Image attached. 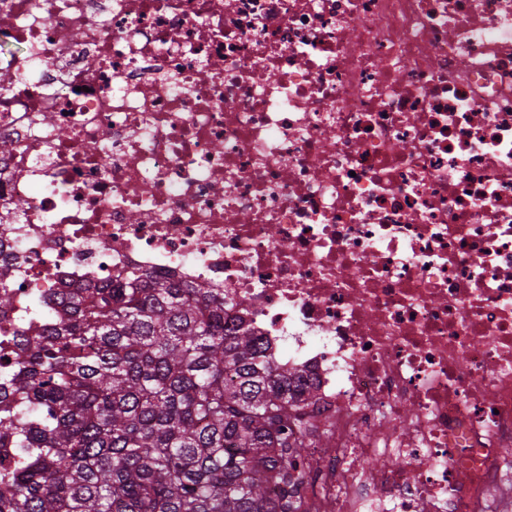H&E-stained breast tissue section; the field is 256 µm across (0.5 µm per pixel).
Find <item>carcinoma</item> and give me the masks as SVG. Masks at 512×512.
<instances>
[{"mask_svg":"<svg viewBox=\"0 0 512 512\" xmlns=\"http://www.w3.org/2000/svg\"><path fill=\"white\" fill-rule=\"evenodd\" d=\"M0 381V512H319L295 373L211 288H74Z\"/></svg>","mask_w":512,"mask_h":512,"instance_id":"obj_1","label":"carcinoma"}]
</instances>
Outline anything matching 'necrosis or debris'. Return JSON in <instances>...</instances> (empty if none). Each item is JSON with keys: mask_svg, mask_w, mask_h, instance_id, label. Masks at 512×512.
<instances>
[{"mask_svg": "<svg viewBox=\"0 0 512 512\" xmlns=\"http://www.w3.org/2000/svg\"><path fill=\"white\" fill-rule=\"evenodd\" d=\"M5 341L143 271L302 374L320 512L512 487V0H0Z\"/></svg>", "mask_w": 512, "mask_h": 512, "instance_id": "obj_1", "label": "necrosis or debris"}]
</instances>
